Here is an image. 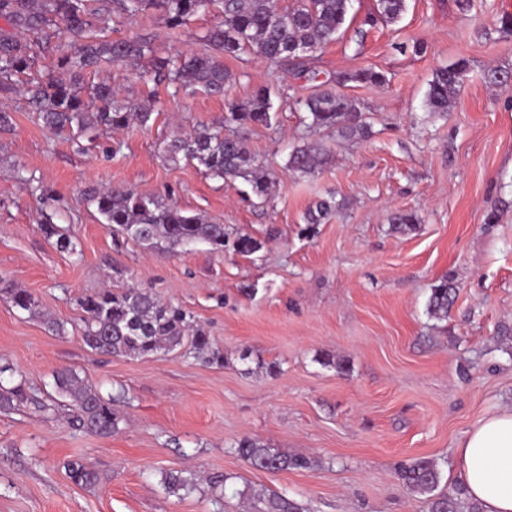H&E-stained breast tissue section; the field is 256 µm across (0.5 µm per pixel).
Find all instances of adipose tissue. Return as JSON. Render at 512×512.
I'll return each mask as SVG.
<instances>
[{"label": "adipose tissue", "mask_w": 512, "mask_h": 512, "mask_svg": "<svg viewBox=\"0 0 512 512\" xmlns=\"http://www.w3.org/2000/svg\"><path fill=\"white\" fill-rule=\"evenodd\" d=\"M457 478L483 512H512V408L483 416L459 445Z\"/></svg>", "instance_id": "1"}]
</instances>
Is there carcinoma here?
<instances>
[{
	"label": "carcinoma",
	"mask_w": 512,
	"mask_h": 512,
	"mask_svg": "<svg viewBox=\"0 0 512 512\" xmlns=\"http://www.w3.org/2000/svg\"><path fill=\"white\" fill-rule=\"evenodd\" d=\"M221 3L218 21L205 36L202 52H178L154 68V86L174 84L184 90H201L212 96H225L230 74L221 56L241 53L270 62L301 61L324 45L336 40L344 26L352 0H295L282 8L278 0H0V17L8 28H0V130L14 124L11 96L18 92L15 77L32 68L38 56L49 50L55 33L52 25L60 20L73 38L71 52L59 58L61 76L47 78L23 89L36 120L54 132L80 135L88 130L108 136L112 131L137 127L150 129L156 122L154 108L145 101L117 100L110 83L85 85L84 77L104 63L135 64L150 51L149 41L139 37L112 40L104 35L112 15L135 16L148 9L158 11L170 28L184 24L191 16ZM406 0H377L376 13L363 25L394 23L406 11ZM469 65L462 59L436 71L427 93V106L433 115L444 117L454 103L467 77ZM338 83H358L380 87L386 76L371 68L358 69L338 78ZM308 113L307 128L318 133H334L345 140L362 139L370 126L362 119L353 99L340 92H324L296 100ZM271 91L258 88L245 102H230L226 120L239 125L269 126L274 118ZM164 157L174 163L181 159L197 161L205 172L219 180L241 178L253 195L267 197L273 185L270 172L238 138L224 136L220 129H195L163 141ZM330 148L323 141L305 142L288 156L287 167L294 173L314 174L329 162ZM97 211L112 229L127 239L145 246L164 242L172 250L205 242L224 250L229 239L224 225L214 224L199 214H189L177 205L133 189L110 184L87 193ZM339 207L333 198L319 200L307 220L318 224ZM41 229L47 238H56L64 251L77 252L53 217L45 215ZM261 248L248 234L233 240L236 253L249 256ZM0 292L8 295L15 307L39 315L38 300L26 290L14 288L0 278ZM456 288L444 278L431 288L427 312L441 318L448 315ZM82 340L90 349L113 356L149 357L172 350L191 337L194 355L209 364L221 365L224 356L212 350L204 330L187 318L181 308L162 301L141 288L119 292L106 289L85 297ZM54 393L36 390L26 377L10 366L0 364V409L28 406L42 413L59 409L67 412L71 428L107 437L119 430L120 416L114 408L117 398L105 399L77 371L63 368L53 376ZM237 453L253 467L268 471L303 469L305 457L291 456L263 443L243 438ZM69 477L78 485L92 488L99 483L96 469L83 461L66 463ZM398 476L411 491L425 496L427 512H482L480 505L466 496L463 487L451 491L440 488L441 473L425 458L402 463ZM228 477L216 472L202 478L193 471H165L161 484L172 496L194 491L224 489ZM253 512H304L287 495L249 486L239 492Z\"/></svg>",
	"instance_id": "obj_1"
}]
</instances>
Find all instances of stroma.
<instances>
[{"label":"stroma","mask_w":512,"mask_h":512,"mask_svg":"<svg viewBox=\"0 0 512 512\" xmlns=\"http://www.w3.org/2000/svg\"><path fill=\"white\" fill-rule=\"evenodd\" d=\"M474 4L466 17L454 0H408L397 22L364 30L376 0H354L346 32L310 62L316 78L244 53L224 60L232 74L224 98L150 80L157 60L201 47L218 6L174 30L153 10L113 21L112 38L138 36L152 51L138 66L106 64L85 81L150 98L158 118L151 129L107 139L55 135L14 95L15 126L0 132V278L32 293L64 331H49L0 292V364L44 390L69 367L103 397L121 391L126 399L118 431L105 438L26 406L1 411L0 512H244L238 492L248 486L288 494L305 512H426L423 496L396 474L417 458L437 463L442 487L457 485L465 431L512 408V86L486 78L491 69L512 72V33L497 23L512 15V0ZM462 58L470 72L447 117L430 115L435 70ZM362 67L383 72L387 84L337 85L339 73ZM260 87L272 91L276 121L225 122L228 100ZM320 90L351 97L372 134L328 138L324 169L294 174L288 155L310 132L292 103ZM200 125L244 141L273 175L268 199L243 180L163 157V138ZM21 169L42 192L19 181ZM110 182L248 234L261 248L244 257L205 244L137 245L113 233L87 197ZM329 195L341 209L308 224L309 208ZM403 211L417 221L395 228L391 218ZM46 213L76 253L45 237ZM444 277L457 295L436 319L426 307ZM132 286L193 316L223 365L181 349L133 358L87 348L80 300ZM245 437L311 464L254 468L236 452ZM79 457L103 473L95 489L68 477L65 462ZM179 469L224 473L223 494L168 495L161 473Z\"/></svg>","instance_id":"1"}]
</instances>
